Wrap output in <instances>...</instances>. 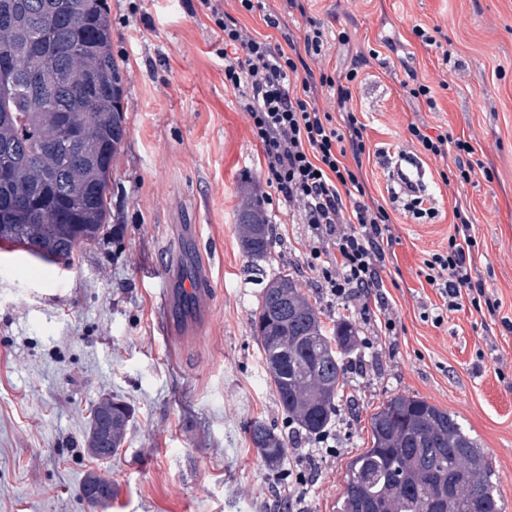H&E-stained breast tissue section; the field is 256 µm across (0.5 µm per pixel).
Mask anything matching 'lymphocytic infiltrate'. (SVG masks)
<instances>
[{"mask_svg":"<svg viewBox=\"0 0 512 512\" xmlns=\"http://www.w3.org/2000/svg\"><path fill=\"white\" fill-rule=\"evenodd\" d=\"M224 42L238 51L224 59V80L243 91L244 109L262 148L266 183L308 224L317 242L310 255L328 292L353 303L364 321L376 320L386 330H394L395 320L379 293L385 248L393 242L390 217L382 206L365 203L360 175L344 162L346 153H364L363 125L349 112L344 129L333 128L331 116L320 109L313 92L315 84H330L328 75L317 80L304 77L297 91L290 86L291 74L298 71L296 56L324 52L323 29L313 23L301 37L289 36L278 43L232 24L224 28ZM349 208L355 212L351 222L345 217ZM454 217L450 250L426 260V280L447 310H460L466 303L478 311L495 310L496 302L472 281L471 217L461 209ZM335 439V430H324L305 455L290 464L294 480L288 486L289 501L302 504L308 484L305 468L315 467L332 452Z\"/></svg>","mask_w":512,"mask_h":512,"instance_id":"obj_1","label":"lymphocytic infiltrate"}]
</instances>
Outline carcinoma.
Here are the masks:
<instances>
[{"label": "carcinoma", "mask_w": 512, "mask_h": 512, "mask_svg": "<svg viewBox=\"0 0 512 512\" xmlns=\"http://www.w3.org/2000/svg\"><path fill=\"white\" fill-rule=\"evenodd\" d=\"M16 54L0 80V244L49 263L69 260L99 240L109 217L112 161L127 138L122 76L112 57L106 0H0V52ZM43 70L68 74L40 85ZM92 77V84L86 79ZM237 224L252 261L271 253L259 199L244 197ZM267 379L283 410L308 435L332 425L344 378L350 324L326 335L316 310L289 275H276L252 314ZM133 419L126 402H95L84 437L88 453L108 462ZM371 445L351 459L336 512H501L485 449L448 411L397 395L370 418ZM250 442L267 465L286 444L261 421Z\"/></svg>", "instance_id": "1"}]
</instances>
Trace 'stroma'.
<instances>
[{
  "instance_id": "35a3bbf8",
  "label": "stroma",
  "mask_w": 512,
  "mask_h": 512,
  "mask_svg": "<svg viewBox=\"0 0 512 512\" xmlns=\"http://www.w3.org/2000/svg\"><path fill=\"white\" fill-rule=\"evenodd\" d=\"M297 2L220 6L259 37L267 12L290 35L311 20L346 32L305 63L334 79L357 73L348 106L365 126V200L390 217L381 277L394 333L352 315L311 267L309 228L263 177L242 95L224 83V33L201 0H107L128 131L112 164L110 227L53 266L0 250V512H90L80 487L92 471L115 489L109 512H288L286 472L268 468L247 434L255 420L289 431L251 325L260 276L279 274L298 282L326 332L345 320L373 343L336 400L337 452L320 463L306 512H336L347 462L371 443V415L399 394L456 416L512 512V0ZM412 81L432 100L409 97ZM414 125L468 141L486 174L460 181ZM401 152L425 170L418 196L393 186L387 159ZM247 181L273 239L257 274L235 222ZM458 208L473 221L472 277L499 306L438 323L424 261L447 253ZM188 287L209 291L211 313L172 346L160 291ZM103 395L134 411L107 463L82 448Z\"/></svg>"
}]
</instances>
